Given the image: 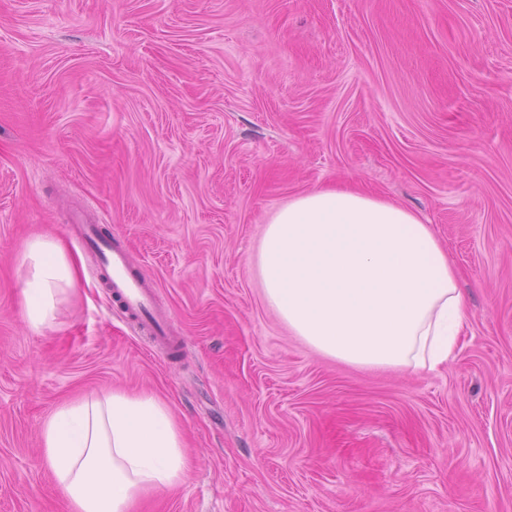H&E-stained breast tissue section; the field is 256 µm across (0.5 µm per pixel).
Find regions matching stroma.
Listing matches in <instances>:
<instances>
[{
  "label": "stroma",
  "mask_w": 512,
  "mask_h": 512,
  "mask_svg": "<svg viewBox=\"0 0 512 512\" xmlns=\"http://www.w3.org/2000/svg\"><path fill=\"white\" fill-rule=\"evenodd\" d=\"M347 184L447 248L448 365H346L265 304L271 215ZM74 223L124 243L178 351L135 333ZM37 235L78 282L35 331ZM115 388L165 400L194 461L131 512H512V0H0V512H67L43 420Z\"/></svg>",
  "instance_id": "35a3bbf8"
}]
</instances>
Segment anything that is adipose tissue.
Instances as JSON below:
<instances>
[{"mask_svg": "<svg viewBox=\"0 0 512 512\" xmlns=\"http://www.w3.org/2000/svg\"><path fill=\"white\" fill-rule=\"evenodd\" d=\"M257 269L267 305L288 328L350 365L433 370L464 330L459 272L431 226L355 188L288 200L266 225ZM20 271L27 324H55L76 283L65 250L35 237ZM41 441L68 512H130L139 495L182 484L191 470L171 408L147 393L65 401L45 417Z\"/></svg>", "mask_w": 512, "mask_h": 512, "instance_id": "1", "label": "adipose tissue"}]
</instances>
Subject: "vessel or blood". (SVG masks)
<instances>
[{
    "mask_svg": "<svg viewBox=\"0 0 512 512\" xmlns=\"http://www.w3.org/2000/svg\"><path fill=\"white\" fill-rule=\"evenodd\" d=\"M76 232L81 244L98 255L113 296L125 313L133 317L138 331L154 348L172 349L175 341L168 332V317L156 310L154 295L146 279L130 271L124 247L100 237L93 224L77 225Z\"/></svg>",
    "mask_w": 512,
    "mask_h": 512,
    "instance_id": "1",
    "label": "vessel or blood"
}]
</instances>
